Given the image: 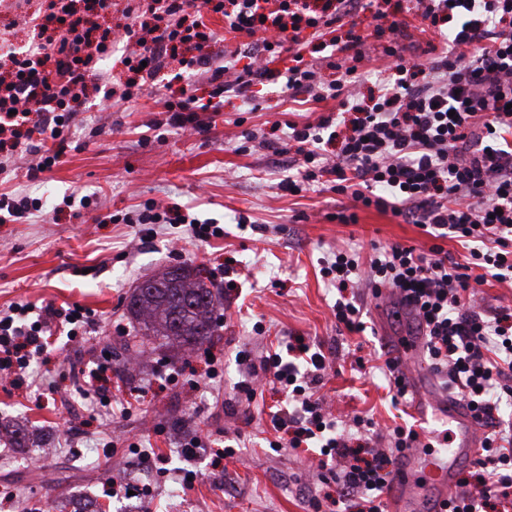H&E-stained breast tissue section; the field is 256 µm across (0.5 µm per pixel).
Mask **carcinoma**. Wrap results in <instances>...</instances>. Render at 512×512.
<instances>
[{
	"label": "carcinoma",
	"instance_id": "cac0c4a2",
	"mask_svg": "<svg viewBox=\"0 0 512 512\" xmlns=\"http://www.w3.org/2000/svg\"><path fill=\"white\" fill-rule=\"evenodd\" d=\"M222 308L205 264L192 261L144 280L127 303L136 333L161 347L175 344L187 356L220 335Z\"/></svg>",
	"mask_w": 512,
	"mask_h": 512
}]
</instances>
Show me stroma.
<instances>
[{
    "label": "stroma",
    "instance_id": "stroma-1",
    "mask_svg": "<svg viewBox=\"0 0 512 512\" xmlns=\"http://www.w3.org/2000/svg\"><path fill=\"white\" fill-rule=\"evenodd\" d=\"M41 7L42 0H0V48H28ZM265 102L250 112L230 99L220 111L201 113L206 129L199 132L165 125L156 97L123 104L97 94L72 122L64 161L49 178L31 177L24 156L0 171V189L42 204L27 218L0 223V310L16 302L40 309L77 303L92 312L82 336L59 337L47 359L34 360L41 404L0 372V426L25 436L23 447L0 445V488L25 493L10 512L64 493L97 499L110 512H308L301 485L316 482V459L269 448L276 437L268 416L272 392L247 405L234 390L236 352L264 356L280 336L304 337L330 354L334 365L319 395L335 416H370L381 435L408 417L407 406L392 405L377 372L389 337L406 329L395 316L396 297L365 294L367 329L348 333L336 323V293L319 270L339 249L367 257L402 244L425 253L437 242L417 225L354 206L349 197L283 190L278 155L244 148L245 134L269 131L285 116L316 121L337 103L313 102L304 93H271ZM69 195L93 203L71 207ZM149 201L223 225L224 236L200 243L186 225L161 224L142 238L139 225L124 217ZM344 208L355 210L357 223L333 221ZM190 259L225 289L223 334L210 348L218 377L206 376L202 354L185 359L174 350L147 351L123 369L121 341L134 326L128 296L143 279ZM257 322L262 331H254ZM359 357L369 373L354 371ZM102 364L111 375V403L90 410L83 378ZM174 372L178 383H168ZM237 430L244 445L225 470L213 469L209 456L178 452L185 433H202L219 448L225 433ZM134 435L144 440L138 453L130 447ZM143 452L170 453L171 473L141 468ZM180 471L196 474L194 486L177 483ZM112 478L126 495L108 496Z\"/></svg>",
    "mask_w": 512,
    "mask_h": 512
}]
</instances>
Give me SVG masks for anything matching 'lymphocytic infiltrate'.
<instances>
[{"mask_svg":"<svg viewBox=\"0 0 512 512\" xmlns=\"http://www.w3.org/2000/svg\"><path fill=\"white\" fill-rule=\"evenodd\" d=\"M109 8L110 0H44L39 28L45 42L0 59V152L32 156V176L52 172L91 80L129 102L154 92L158 74L174 63L188 79L178 97L163 102L177 128H199L208 100L228 94L250 103L270 85L315 101L336 100L337 115L287 122L286 132L270 139L271 148L298 157L297 172L283 188L297 194L319 185L469 246L462 263L439 246L422 253L394 244L366 263L358 252L336 251L320 269L338 293L336 322L348 332L363 331L362 308L347 293L357 283L373 295L388 290L397 297L444 389L488 429L473 463L474 488L436 502L433 512L507 507L512 421L502 410L512 402V308H479L477 289L488 276L512 282V0H424L421 18L439 44L425 63L405 59L402 24L382 0H141L124 26L137 48L119 59L128 75L123 82L103 67L112 38L95 17ZM214 14L223 17L225 33L261 37L245 44L244 64L230 82L227 66L206 54ZM361 14L370 15L374 37L384 41L385 62L384 77L365 99L351 86L366 38L345 25ZM57 22L62 33L48 34ZM328 48L351 52V65L314 61ZM284 57L289 66L275 68ZM88 322L78 304L38 313L26 303L12 305L0 314V370L26 380L52 331L76 337ZM284 343V352L257 361L237 352L239 399L252 402L266 383L286 392L287 401L271 413L279 437L270 446L320 453L323 489L305 496L312 512H384L382 494L407 450L420 444V433L408 423L394 426L387 447H379L373 420L343 421L324 408L317 395L330 366L323 349L300 336Z\"/></svg>","mask_w":512,"mask_h":512,"instance_id":"f902f5d3","label":"lymphocytic infiltrate"}]
</instances>
